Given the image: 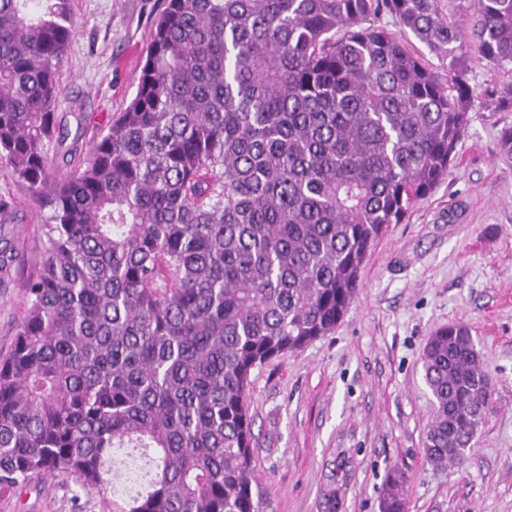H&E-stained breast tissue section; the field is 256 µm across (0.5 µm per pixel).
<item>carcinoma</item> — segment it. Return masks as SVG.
Instances as JSON below:
<instances>
[{
    "instance_id": "1",
    "label": "carcinoma",
    "mask_w": 512,
    "mask_h": 512,
    "mask_svg": "<svg viewBox=\"0 0 512 512\" xmlns=\"http://www.w3.org/2000/svg\"><path fill=\"white\" fill-rule=\"evenodd\" d=\"M164 0L128 106L76 154L56 112L71 0H0V160L49 209L0 361V484L65 473L107 489L112 449L148 459L112 512H267L251 374L334 331L365 259L448 172L473 89L466 42L512 65V0ZM395 17L436 75L388 31ZM76 135L69 137L70 121ZM436 468L461 462L488 375L470 329L429 337ZM392 471L381 512H406ZM377 24L383 26L394 37L403 42L410 51L420 57L421 61L434 72L442 76L448 74V60L432 53L425 44L416 39L410 31L400 26L390 15L381 16Z\"/></svg>"
}]
</instances>
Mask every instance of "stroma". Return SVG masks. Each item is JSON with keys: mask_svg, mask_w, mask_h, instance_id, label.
Segmentation results:
<instances>
[{"mask_svg": "<svg viewBox=\"0 0 512 512\" xmlns=\"http://www.w3.org/2000/svg\"><path fill=\"white\" fill-rule=\"evenodd\" d=\"M79 20L59 72L57 109L84 113L88 134L133 98L164 0H71ZM470 121L448 174L368 254L359 292L335 331L255 369L249 395L254 466L268 512H380L392 469L407 512H512V159L500 149L512 108L493 88L512 70L469 52ZM0 360L10 354L40 258L48 212L0 163ZM470 328L491 396L463 466L433 468L422 356L435 330ZM143 459L127 457L112 490L75 477L0 485V512H109L141 491Z\"/></svg>", "mask_w": 512, "mask_h": 512, "instance_id": "35a3bbf8", "label": "stroma"}]
</instances>
